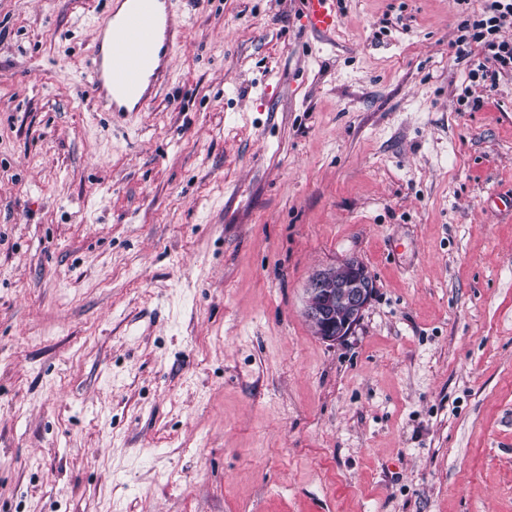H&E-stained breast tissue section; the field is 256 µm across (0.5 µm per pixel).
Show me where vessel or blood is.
Listing matches in <instances>:
<instances>
[{"label": "vessel or blood", "mask_w": 512, "mask_h": 512, "mask_svg": "<svg viewBox=\"0 0 512 512\" xmlns=\"http://www.w3.org/2000/svg\"><path fill=\"white\" fill-rule=\"evenodd\" d=\"M120 17L97 27L96 51L86 80L108 112H146L170 77V59L182 38L168 0H122ZM305 26L314 33L336 30V0H302Z\"/></svg>", "instance_id": "vessel-or-blood-1"}]
</instances>
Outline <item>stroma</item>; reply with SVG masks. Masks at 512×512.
I'll return each mask as SVG.
<instances>
[{
	"instance_id": "35a3bbf8",
	"label": "stroma",
	"mask_w": 512,
	"mask_h": 512,
	"mask_svg": "<svg viewBox=\"0 0 512 512\" xmlns=\"http://www.w3.org/2000/svg\"><path fill=\"white\" fill-rule=\"evenodd\" d=\"M340 2L171 0L120 116L111 0H0V512H512V74L449 47L481 0ZM126 4L96 28V51L86 80L106 112H147L170 77V59L182 38L168 0H114ZM305 26L312 33H332L341 22L335 0H302ZM375 290L365 264L356 257L315 271L306 288L304 316L323 342L336 344L362 320Z\"/></svg>"
}]
</instances>
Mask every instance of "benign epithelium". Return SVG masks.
<instances>
[{
	"mask_svg": "<svg viewBox=\"0 0 512 512\" xmlns=\"http://www.w3.org/2000/svg\"><path fill=\"white\" fill-rule=\"evenodd\" d=\"M375 290L365 264L356 257L315 271L306 288L304 316L322 341L336 344L362 320Z\"/></svg>",
	"mask_w": 512,
	"mask_h": 512,
	"instance_id": "obj_1",
	"label": "benign epithelium"
}]
</instances>
